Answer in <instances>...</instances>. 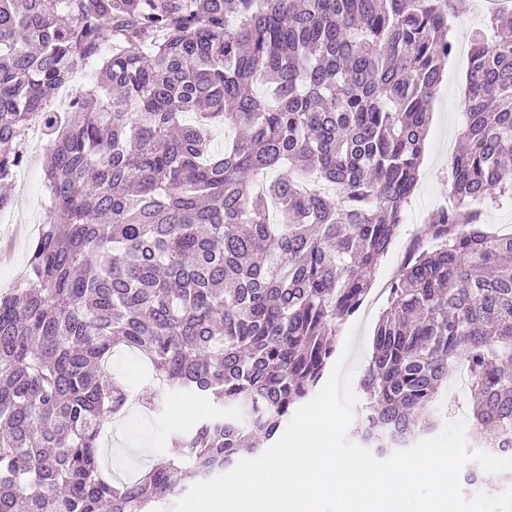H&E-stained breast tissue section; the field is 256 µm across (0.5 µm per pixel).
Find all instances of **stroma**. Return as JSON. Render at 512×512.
I'll return each mask as SVG.
<instances>
[{"label":"stroma","instance_id":"obj_1","mask_svg":"<svg viewBox=\"0 0 512 512\" xmlns=\"http://www.w3.org/2000/svg\"><path fill=\"white\" fill-rule=\"evenodd\" d=\"M483 16L464 9L453 21L452 35L462 48L461 54L449 57L443 72V82L432 99L431 120L426 136V150L418 172L417 189L407 206L403 226L392 249L382 260L376 277V287H386L401 266L405 253L427 215L450 204L451 187L448 183V161L459 150L462 141L459 133L463 127L462 102L466 89L467 49L475 28L483 26ZM37 147L27 156L24 169L19 170L8 186L7 192L14 203L5 220L0 221V243L8 245L10 256L0 262V292L8 288L24 269L31 240L29 236L17 235L15 228L25 221L46 220L49 205L44 180V159L47 138L41 128L29 133ZM385 308L384 299L367 298L359 312L351 318L339 333L340 338H353L352 356L356 360V374H363L371 353L374 327ZM171 417L161 419L131 410L128 418L114 422L109 446L116 450L129 449L132 441L149 443L150 455L164 456L169 452L164 440L173 429Z\"/></svg>","mask_w":512,"mask_h":512}]
</instances>
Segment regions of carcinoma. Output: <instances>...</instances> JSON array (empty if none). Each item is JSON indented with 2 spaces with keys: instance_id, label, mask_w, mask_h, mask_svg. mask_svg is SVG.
<instances>
[{
  "instance_id": "1",
  "label": "carcinoma",
  "mask_w": 512,
  "mask_h": 512,
  "mask_svg": "<svg viewBox=\"0 0 512 512\" xmlns=\"http://www.w3.org/2000/svg\"><path fill=\"white\" fill-rule=\"evenodd\" d=\"M456 0H0V182L28 123L48 132L50 206L0 294V512H153L256 453L316 391L417 186ZM94 67L63 111L57 91ZM262 83L267 95L254 92ZM455 207L432 212L387 287L360 440L436 430L469 372V438H512V27L473 37ZM236 131L210 149L215 120ZM143 356L208 407L173 455L105 474L134 403L108 371ZM475 208L481 211L480 224L488 231L500 233L512 232V206L493 207L476 204Z\"/></svg>"
}]
</instances>
